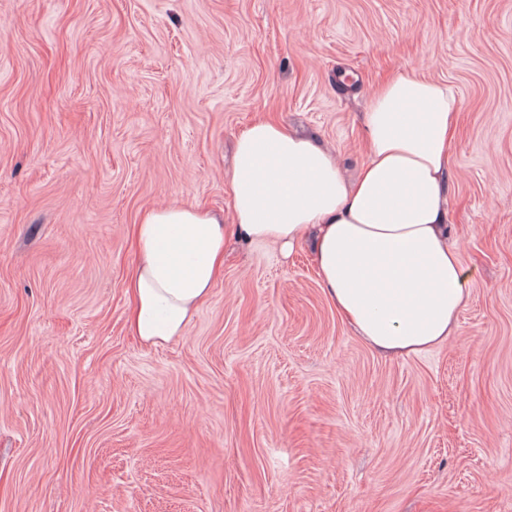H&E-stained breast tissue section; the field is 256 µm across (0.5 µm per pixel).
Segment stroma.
Here are the masks:
<instances>
[{
	"mask_svg": "<svg viewBox=\"0 0 512 512\" xmlns=\"http://www.w3.org/2000/svg\"><path fill=\"white\" fill-rule=\"evenodd\" d=\"M403 66L460 101L447 341L378 353L307 250L235 242L184 336H129L143 209L232 223L264 113L352 176ZM0 512H512V0H0Z\"/></svg>",
	"mask_w": 512,
	"mask_h": 512,
	"instance_id": "stroma-1",
	"label": "stroma"
}]
</instances>
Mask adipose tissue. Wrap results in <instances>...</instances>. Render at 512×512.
I'll return each mask as SVG.
<instances>
[{
    "label": "adipose tissue",
    "mask_w": 512,
    "mask_h": 512,
    "mask_svg": "<svg viewBox=\"0 0 512 512\" xmlns=\"http://www.w3.org/2000/svg\"><path fill=\"white\" fill-rule=\"evenodd\" d=\"M459 108L448 84L399 68L369 99L366 158L352 178L314 140L265 115L253 120L236 139L226 179L234 223L172 204L147 208L134 225L130 334L147 346L183 336L235 239L286 255L309 244L323 290L372 349L410 355L446 341L467 293L448 241Z\"/></svg>",
    "instance_id": "ef3b65f1"
}]
</instances>
